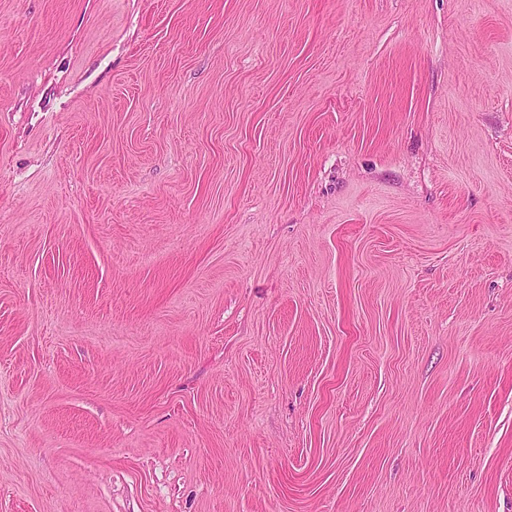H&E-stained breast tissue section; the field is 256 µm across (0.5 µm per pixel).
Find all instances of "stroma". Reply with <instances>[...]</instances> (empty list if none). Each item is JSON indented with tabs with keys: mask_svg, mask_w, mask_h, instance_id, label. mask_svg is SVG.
I'll return each instance as SVG.
<instances>
[{
	"mask_svg": "<svg viewBox=\"0 0 512 512\" xmlns=\"http://www.w3.org/2000/svg\"><path fill=\"white\" fill-rule=\"evenodd\" d=\"M0 512H512V0H0Z\"/></svg>",
	"mask_w": 512,
	"mask_h": 512,
	"instance_id": "stroma-1",
	"label": "stroma"
}]
</instances>
